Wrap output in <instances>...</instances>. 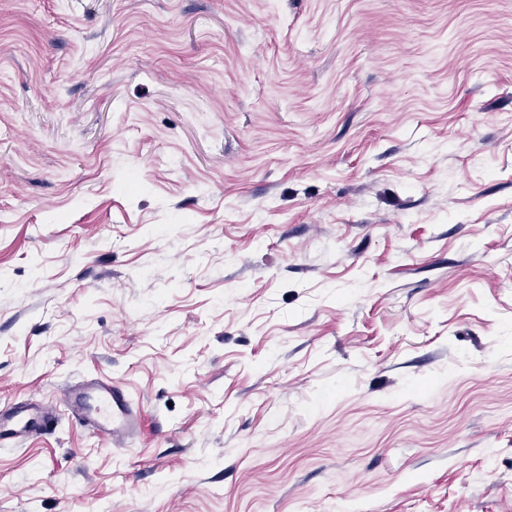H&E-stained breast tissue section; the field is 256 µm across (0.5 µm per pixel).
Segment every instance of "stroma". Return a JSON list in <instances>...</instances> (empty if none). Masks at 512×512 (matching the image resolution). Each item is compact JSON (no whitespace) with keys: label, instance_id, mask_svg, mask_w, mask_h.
<instances>
[{"label":"stroma","instance_id":"1","mask_svg":"<svg viewBox=\"0 0 512 512\" xmlns=\"http://www.w3.org/2000/svg\"><path fill=\"white\" fill-rule=\"evenodd\" d=\"M0 512H512V0H0ZM65 411L101 438L123 445L142 428V413L116 382L95 379L70 389L63 397ZM53 421L52 413L25 406L11 412H0V446L11 444L26 434L48 429Z\"/></svg>","mask_w":512,"mask_h":512}]
</instances>
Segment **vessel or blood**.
Wrapping results in <instances>:
<instances>
[{
    "instance_id": "b4317fda",
    "label": "vessel or blood",
    "mask_w": 512,
    "mask_h": 512,
    "mask_svg": "<svg viewBox=\"0 0 512 512\" xmlns=\"http://www.w3.org/2000/svg\"><path fill=\"white\" fill-rule=\"evenodd\" d=\"M65 411L89 426L101 438L120 446L136 437L142 428V413L118 383L95 379L74 386L63 397ZM52 413L25 406L0 412V446L13 443L26 434L48 429Z\"/></svg>"
}]
</instances>
